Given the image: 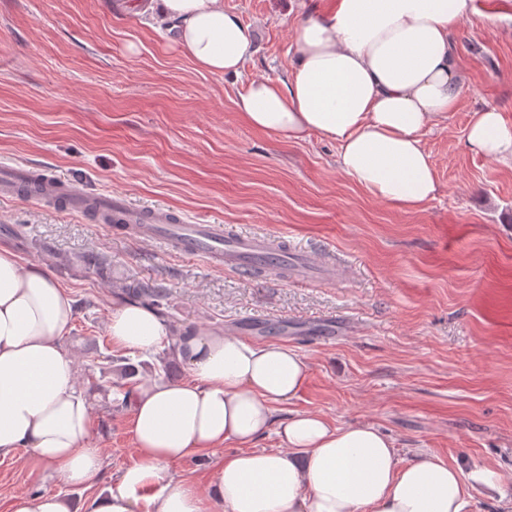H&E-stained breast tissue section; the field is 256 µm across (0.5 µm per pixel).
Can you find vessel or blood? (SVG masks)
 <instances>
[{
	"instance_id": "b4317fda",
	"label": "vessel or blood",
	"mask_w": 512,
	"mask_h": 512,
	"mask_svg": "<svg viewBox=\"0 0 512 512\" xmlns=\"http://www.w3.org/2000/svg\"><path fill=\"white\" fill-rule=\"evenodd\" d=\"M31 185L36 188L37 199L76 212L98 206L118 214L140 238L158 241L186 255L207 257L246 277L253 276L255 269L268 261L274 268L288 267L295 271L303 270L307 265L306 256L277 252L273 241L263 236H228L220 224H183L160 209L145 211L134 208L125 196L118 193L88 194L52 173H45L38 181L28 167L0 164L1 197L18 195L21 188Z\"/></svg>"
}]
</instances>
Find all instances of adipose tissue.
Wrapping results in <instances>:
<instances>
[{"label":"adipose tissue","mask_w":512,"mask_h":512,"mask_svg":"<svg viewBox=\"0 0 512 512\" xmlns=\"http://www.w3.org/2000/svg\"><path fill=\"white\" fill-rule=\"evenodd\" d=\"M148 8L201 70L240 75L254 52L253 29L223 0H149ZM475 12V0H331L296 26L291 72L249 80L235 107L255 129L336 142L344 174L403 211L418 210L439 189L422 135L458 104L453 38ZM466 142L512 159V126L496 109L473 113ZM74 317L72 299L45 269L0 248V457L25 452L64 483L89 487L104 461L89 444L92 405L62 343ZM107 331L114 345L142 353L172 334L162 316L127 299L113 306ZM176 350L190 381L138 388V459L85 512H468L470 489L500 479L437 458L401 463L371 425L339 427L312 412L276 421L275 406L297 398L309 375L291 348L208 330L178 340ZM271 432L282 448L253 449ZM227 444L236 452L219 457ZM209 453L218 459L206 488L170 470Z\"/></svg>","instance_id":"obj_1"}]
</instances>
